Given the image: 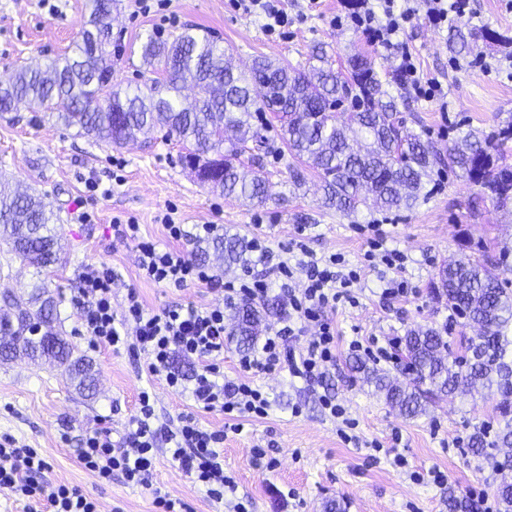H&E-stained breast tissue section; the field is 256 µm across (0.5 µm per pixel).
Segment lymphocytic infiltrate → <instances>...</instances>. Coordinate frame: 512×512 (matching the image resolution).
<instances>
[{
  "label": "lymphocytic infiltrate",
  "mask_w": 512,
  "mask_h": 512,
  "mask_svg": "<svg viewBox=\"0 0 512 512\" xmlns=\"http://www.w3.org/2000/svg\"><path fill=\"white\" fill-rule=\"evenodd\" d=\"M378 2L379 10L351 14L350 21L371 42L388 47L397 45L407 26L419 17H426L436 27L448 28L471 12L470 0H404L400 8L395 0ZM159 221L170 241L165 248L144 237L135 221L113 226L118 238L135 244L141 277L164 288L196 286L220 290L224 293L223 303L186 309L173 306L155 312L144 306L132 288L122 310L117 312L112 307L115 277L111 268L89 267L80 275L78 294L81 326L92 346L115 350L129 347L145 356L150 375L161 377L172 391L188 394L197 407L240 418L264 417L271 408L267 393L251 379L254 373L285 371L309 384H319L327 378L336 365V328L328 313L360 303L356 289L359 276L346 268L344 257L316 255L298 235L291 239L287 256L277 258L257 240L253 246L261 253L265 272L249 271L226 278L175 248L176 242L191 235L200 240L209 238L215 225L198 224L189 230L176 223L168 212L160 215ZM371 248L370 261L392 272L384 281L382 298H407L408 284L398 276L405 254L382 248L376 240ZM274 281L280 284L277 300L282 314L252 351L239 358L238 376L225 379V307L235 302L264 301ZM305 334L310 337L307 346L295 349V340ZM179 357L192 361V372L176 367ZM154 403L153 391L143 389L138 408L120 440H113L108 427L86 432L79 453L84 468L103 481L118 473L129 485L150 487V473L163 449L210 499L220 502L226 495L234 497L236 482L224 472L226 430L206 429L191 415L169 424L156 415ZM47 468V462L35 449L9 437L0 442L1 494L25 502L28 512H98L97 501L79 487L46 482ZM232 507L233 512H248L246 504L235 497Z\"/></svg>",
  "instance_id": "f902f5d3"
}]
</instances>
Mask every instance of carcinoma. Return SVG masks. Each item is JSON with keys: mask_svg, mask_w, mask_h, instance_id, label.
<instances>
[{"mask_svg": "<svg viewBox=\"0 0 512 512\" xmlns=\"http://www.w3.org/2000/svg\"><path fill=\"white\" fill-rule=\"evenodd\" d=\"M120 0H91L71 53L41 66H26L0 82V114L21 103L34 112L96 142L123 147L141 133L163 131L182 145L181 161L213 192L252 205L273 199L260 152L266 148L259 115L280 122L279 136L291 162L294 184L315 173L321 204L344 215L361 209H411L426 196L434 170L460 172L482 194L502 203L512 198V166L506 163L512 123L498 132L470 130L441 152L400 116L397 99L384 86L363 53L350 56L349 68H333L323 46L302 68L254 60L244 74L206 30L189 26L171 41L149 35L141 56L150 73L135 87L112 84L110 17ZM192 86L193 100L184 89ZM59 214L0 177V239L8 253L37 273L60 260ZM226 265L251 262L249 246L235 234L213 240ZM501 256L482 254L439 270L431 294L451 316L481 326L474 336L448 343V324L408 329L399 340V371L404 382L356 361L350 366L363 383L384 395L400 414L416 417L440 396L481 387L496 398L498 429L484 448L487 431L473 437L475 452L494 471L512 469V292L501 279ZM0 362L24 356L65 368L76 388L92 387V364L58 332L50 330L58 296L47 286L25 295L0 297ZM278 311L272 300L229 306L230 340L249 349L262 324Z\"/></svg>", "mask_w": 512, "mask_h": 512, "instance_id": "carcinoma-1", "label": "carcinoma"}]
</instances>
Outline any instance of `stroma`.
I'll use <instances>...</instances> for the list:
<instances>
[{
    "label": "stroma",
    "instance_id": "35a3bbf8",
    "mask_svg": "<svg viewBox=\"0 0 512 512\" xmlns=\"http://www.w3.org/2000/svg\"><path fill=\"white\" fill-rule=\"evenodd\" d=\"M350 1L282 0L289 23L283 34H267L263 22L233 8L230 0H170L168 8L150 14L137 11L136 0H121L112 25L113 82L142 83L147 73L140 45L147 36L173 39L183 28L211 30L230 48L240 69L266 57L294 67L304 65L313 46H329L336 68H346L352 50L372 59L382 81L397 98L408 128L422 133L436 147L462 131L498 130L512 122V47L482 39L485 31L512 38V9L506 0H471L472 13L453 28H435L425 20L406 30L402 48L371 43L337 18L350 13ZM88 0H0V80L20 66L64 54L69 50L87 13ZM473 35L470 53L458 54L449 45L454 30ZM416 58L421 77L438 80L441 95L427 98L397 81L402 50ZM182 147L155 133L121 149L99 145L77 130L54 124L42 113L20 108L0 117V173L43 196L61 221L64 250L58 264L35 276L20 260H8L0 243V292L30 291L37 280L60 289L57 330L63 332L93 365L92 392L78 391L63 368L25 357L0 363V438L11 436L37 449L46 459L49 481L78 486L100 505V512H154L150 488L128 485L121 475L100 482L78 462L85 431L103 425L113 438L124 434L135 412L138 394L152 388L156 413L178 422L195 414L210 429L223 428L225 417L197 408L185 394L172 392L158 377L148 376L144 356L127 349L91 347L80 327L78 276L84 267L105 265L117 277L112 306L121 309L128 289H136L148 309L172 305L207 306L223 295L207 288H164L142 279L133 244L117 240L115 221L136 219L143 235L166 243L158 212L176 206L179 222L215 224L220 230L248 240L264 239L279 255L285 254L297 231H304L308 247L320 255H342L358 270L362 290L358 307L340 308L333 315L339 336L336 367L325 383L355 424L359 443L345 441L343 419L331 417L318 400L321 390L287 373L259 374L256 385L272 401L263 418L243 419V430L224 442V471L237 482L238 497L251 501L252 512H448V495L481 491L484 504L475 512H500L496 488L512 481V470L499 474L486 468L471 450V435L495 419V400L488 394L447 397L421 416L394 412L383 398L348 373V345L352 339L403 336L406 329L441 324L448 311L430 295L438 267L460 257L463 243L485 244L507 251L502 279L512 289V203L506 206L481 196L465 177L433 173V190L416 207L393 211H361L347 217L321 206L316 177L299 190L288 185V153L278 137H271L264 156L274 192L284 194L280 205H247L211 192L197 183L180 162ZM108 188L109 196L89 192V182ZM93 213L86 224L81 212ZM382 225L386 248L406 257L404 277L414 290L402 302L386 303L380 296L384 272L364 257V225ZM276 459L274 467L256 464L254 448ZM407 459L394 465L387 448ZM442 471L444 484L433 481ZM187 512H230L227 503L207 497L167 458H159L151 478ZM288 492L281 501L279 492Z\"/></svg>",
    "mask_w": 512,
    "mask_h": 512
}]
</instances>
